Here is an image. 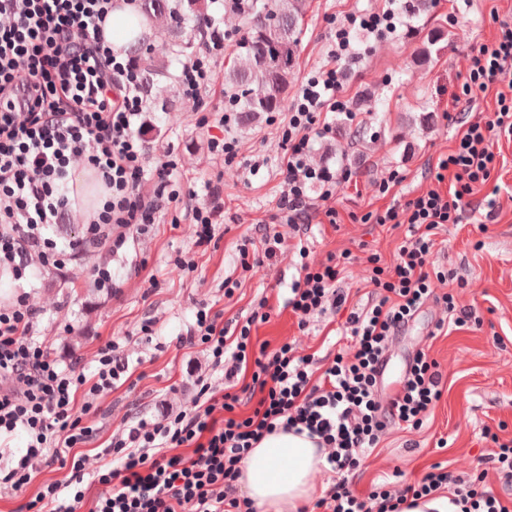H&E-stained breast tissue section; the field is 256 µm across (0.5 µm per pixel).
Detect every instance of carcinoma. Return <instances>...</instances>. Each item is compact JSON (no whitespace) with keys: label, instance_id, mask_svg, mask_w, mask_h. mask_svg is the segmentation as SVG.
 Here are the masks:
<instances>
[{"label":"carcinoma","instance_id":"obj_1","mask_svg":"<svg viewBox=\"0 0 512 512\" xmlns=\"http://www.w3.org/2000/svg\"><path fill=\"white\" fill-rule=\"evenodd\" d=\"M140 10L142 17L125 21L130 35L128 54L144 53L150 41L147 30L158 27L170 34L169 52L174 59L187 61L195 56L201 25L187 31L185 24L201 20L205 0H140ZM306 12V0H252L248 30L236 43L237 53L222 76L224 97L241 123L258 112H278L284 106ZM165 71V62L154 61L143 76L150 112L172 109L176 90L155 82V76Z\"/></svg>","mask_w":512,"mask_h":512}]
</instances>
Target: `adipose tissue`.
Masks as SVG:
<instances>
[{"label": "adipose tissue", "instance_id": "1", "mask_svg": "<svg viewBox=\"0 0 512 512\" xmlns=\"http://www.w3.org/2000/svg\"><path fill=\"white\" fill-rule=\"evenodd\" d=\"M325 464L314 439L278 429L249 450L239 482L259 512H299L311 502L313 479Z\"/></svg>", "mask_w": 512, "mask_h": 512}]
</instances>
